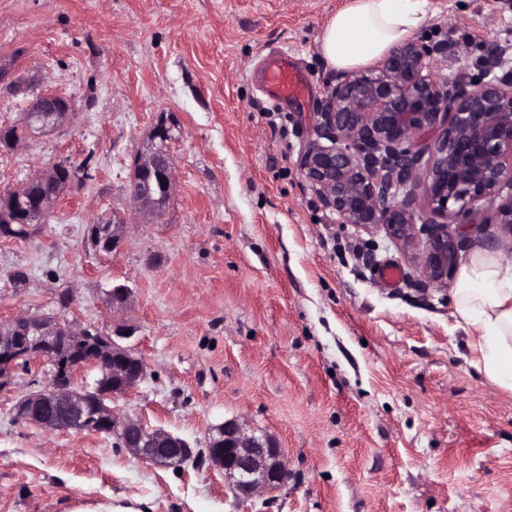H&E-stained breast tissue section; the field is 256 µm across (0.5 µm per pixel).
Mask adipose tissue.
I'll list each match as a JSON object with an SVG mask.
<instances>
[{"instance_id": "ef3b65f1", "label": "adipose tissue", "mask_w": 512, "mask_h": 512, "mask_svg": "<svg viewBox=\"0 0 512 512\" xmlns=\"http://www.w3.org/2000/svg\"><path fill=\"white\" fill-rule=\"evenodd\" d=\"M424 18L423 0H349L324 27L321 53L339 70L377 65L414 38ZM451 302L472 331L487 378L512 390V258L473 249L458 269Z\"/></svg>"}]
</instances>
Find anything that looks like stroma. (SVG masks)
Masks as SVG:
<instances>
[{"label": "stroma", "mask_w": 512, "mask_h": 512, "mask_svg": "<svg viewBox=\"0 0 512 512\" xmlns=\"http://www.w3.org/2000/svg\"><path fill=\"white\" fill-rule=\"evenodd\" d=\"M348 0H0V127L52 92L67 120L0 146V194L53 164L87 163L41 230L0 239V322L59 308L108 328L121 312L150 376L120 414L203 447L237 417L274 436L291 477L239 504L208 465L159 468L116 439L19 424L13 407L49 381L19 369L0 391V512H512V391L491 383L448 289L421 288L383 232L339 223L297 159L337 74L320 51ZM416 39H452L467 75L512 45L505 0H425ZM284 55L308 85L278 100L261 83ZM176 126L173 195L158 219L132 209V159L153 126ZM124 217L120 250L95 252L88 225ZM402 278L386 284L381 269Z\"/></svg>", "instance_id": "obj_1"}]
</instances>
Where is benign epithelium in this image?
<instances>
[{
  "mask_svg": "<svg viewBox=\"0 0 512 512\" xmlns=\"http://www.w3.org/2000/svg\"><path fill=\"white\" fill-rule=\"evenodd\" d=\"M451 40L409 41L374 70L336 75L314 115L313 136L298 159L305 182L322 206L342 224L380 230L409 255L426 288L448 286L461 261L465 231L460 218L497 209L496 223L512 236V49L494 44L476 63L478 74H446L462 61ZM70 101L56 93L36 99L21 129L51 130L69 114ZM175 126L160 122L146 147L133 157L131 199L153 218L172 196L175 166L169 143ZM84 180V171L59 162L31 175L0 199V237L13 225L34 233L58 199ZM422 189L425 206H414ZM128 224L113 218L93 224L89 243L108 252L125 241ZM132 289L119 283L105 293L109 310L129 303ZM128 326L112 330L81 327L60 313L17 315L0 322V390L14 372L33 362L52 367L48 385L20 398L16 418L46 430L115 436L134 455L161 468L180 469L194 456L184 438L140 419L119 416L114 403L148 375V365L131 346ZM98 370L92 388L74 379ZM205 458L224 473V483L245 503L280 490L288 481L282 448L270 435L238 418L210 428Z\"/></svg>",
  "mask_w": 512,
  "mask_h": 512,
  "instance_id": "obj_1",
  "label": "benign epithelium"
}]
</instances>
